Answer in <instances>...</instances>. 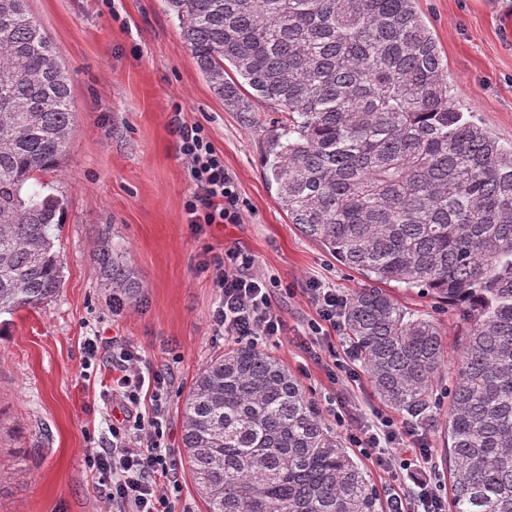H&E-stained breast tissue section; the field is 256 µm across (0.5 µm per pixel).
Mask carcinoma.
<instances>
[{
    "label": "carcinoma",
    "instance_id": "obj_1",
    "mask_svg": "<svg viewBox=\"0 0 512 512\" xmlns=\"http://www.w3.org/2000/svg\"><path fill=\"white\" fill-rule=\"evenodd\" d=\"M216 96L281 114L265 174L308 238L361 275L341 319L376 394L443 427L451 512H512V145L456 102L417 0H168ZM60 48L27 0H0V315L62 282V199L38 173L68 152L75 115ZM109 302L142 285L106 235ZM418 288L467 327L448 409L432 319L382 285ZM181 442L207 512H383L360 462L271 353L235 344L197 373Z\"/></svg>",
    "mask_w": 512,
    "mask_h": 512
}]
</instances>
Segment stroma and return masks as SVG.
Returning a JSON list of instances; mask_svg holds the SVG:
<instances>
[{
	"label": "stroma",
	"instance_id": "obj_1",
	"mask_svg": "<svg viewBox=\"0 0 512 512\" xmlns=\"http://www.w3.org/2000/svg\"><path fill=\"white\" fill-rule=\"evenodd\" d=\"M28 9L61 51L71 78L75 123L58 170L43 174L63 196L64 220L53 227L63 285L34 308L0 316V512H105L106 489L86 462L92 448L122 422L121 401L104 404L112 369L85 364L84 343L118 337L138 347L155 369L170 373L168 445L176 461L177 512H206L181 448L182 413L198 371L223 353L209 313L216 299L201 260L235 250L257 273L291 294L277 311L288 333L268 352L280 358L338 436L347 426L334 403L340 385L301 346L316 318L309 283L319 278L346 296L363 284L319 243L289 223L264 176L261 147L277 115L255 104L251 119L227 109L200 72L166 0H28ZM453 78L452 92L499 140L512 145V0H418ZM203 124L239 195L241 221L195 233L186 222L190 190L178 128ZM126 251L144 291L113 314L99 285L102 235ZM403 306L441 327L448 348L442 374L452 382L465 324L454 309L415 288L387 287ZM359 423L378 415L404 425L367 374L347 396ZM410 443L432 453L430 486L448 498L440 431L413 427ZM23 476H16L18 468Z\"/></svg>",
	"mask_w": 512,
	"mask_h": 512
}]
</instances>
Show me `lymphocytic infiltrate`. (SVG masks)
I'll use <instances>...</instances> for the list:
<instances>
[{
  "mask_svg": "<svg viewBox=\"0 0 512 512\" xmlns=\"http://www.w3.org/2000/svg\"><path fill=\"white\" fill-rule=\"evenodd\" d=\"M178 151L187 163L191 185L184 213L194 231L211 224L239 223V196L224 168L206 127L185 125L180 129ZM216 290L209 318L216 335L225 340L258 342L285 335L286 323L276 311L277 284L253 271L249 258L230 251L225 257L204 262ZM311 300L318 319L308 327L310 336H328L339 330L342 296L319 282L311 284ZM90 364L109 363L114 373L112 394L126 404L127 415L113 425L106 444L95 450L90 463L101 485L108 488L110 512H174L179 484L167 443L168 379L149 369L138 348L113 340L111 356H103L95 339L85 346ZM152 397V412L142 415V394ZM408 431L385 418L366 427L352 425L349 440L378 464H386L390 449L405 446Z\"/></svg>",
  "mask_w": 512,
  "mask_h": 512,
  "instance_id": "obj_1",
  "label": "lymphocytic infiltrate"
}]
</instances>
